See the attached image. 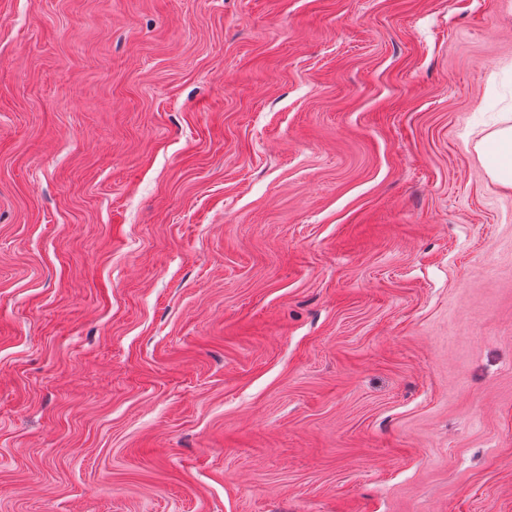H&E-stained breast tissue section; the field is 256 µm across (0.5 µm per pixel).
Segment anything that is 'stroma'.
Here are the masks:
<instances>
[{
  "instance_id": "1",
  "label": "stroma",
  "mask_w": 512,
  "mask_h": 512,
  "mask_svg": "<svg viewBox=\"0 0 512 512\" xmlns=\"http://www.w3.org/2000/svg\"><path fill=\"white\" fill-rule=\"evenodd\" d=\"M512 0H0V512H512ZM491 154L489 175L503 186L512 187V125L484 136L476 145L479 153Z\"/></svg>"
}]
</instances>
